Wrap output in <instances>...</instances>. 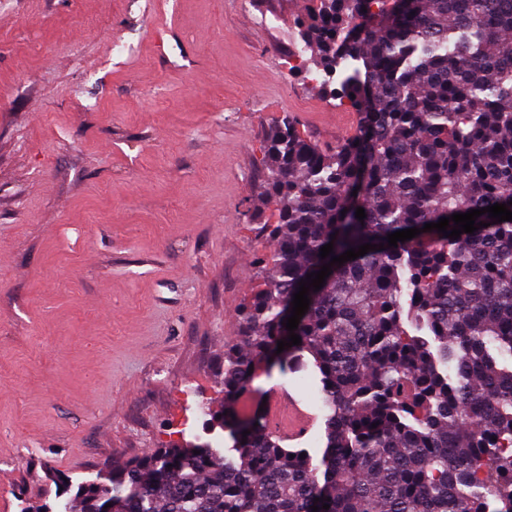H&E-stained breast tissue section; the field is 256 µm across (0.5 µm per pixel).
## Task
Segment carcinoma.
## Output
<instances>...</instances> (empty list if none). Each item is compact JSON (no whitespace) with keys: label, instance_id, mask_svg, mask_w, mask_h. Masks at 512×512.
<instances>
[{"label":"carcinoma","instance_id":"obj_1","mask_svg":"<svg viewBox=\"0 0 512 512\" xmlns=\"http://www.w3.org/2000/svg\"><path fill=\"white\" fill-rule=\"evenodd\" d=\"M294 26L306 72L361 121L334 146L289 118L267 132L262 288L237 308L222 409H202L232 445L164 444L37 512H512V221L387 240L512 211V0H308ZM367 243L385 248L332 265L277 352L299 282ZM262 365L318 378L319 463L239 408Z\"/></svg>","mask_w":512,"mask_h":512}]
</instances>
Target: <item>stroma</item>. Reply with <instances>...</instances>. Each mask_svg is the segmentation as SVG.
<instances>
[{
  "label": "stroma",
  "mask_w": 512,
  "mask_h": 512,
  "mask_svg": "<svg viewBox=\"0 0 512 512\" xmlns=\"http://www.w3.org/2000/svg\"><path fill=\"white\" fill-rule=\"evenodd\" d=\"M306 0H0V512L38 508L184 430L207 437L216 374L258 284L266 132L313 141L359 114L288 69ZM131 50L116 56L112 44ZM312 418V371L272 372Z\"/></svg>",
  "instance_id": "35a3bbf8"
}]
</instances>
